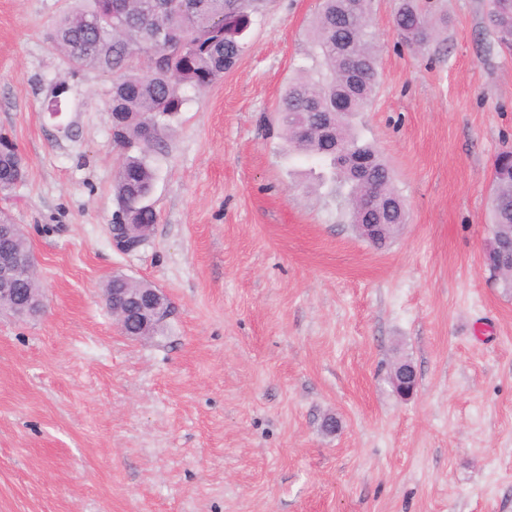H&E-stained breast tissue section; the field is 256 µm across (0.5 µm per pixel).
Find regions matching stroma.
<instances>
[{"mask_svg":"<svg viewBox=\"0 0 512 512\" xmlns=\"http://www.w3.org/2000/svg\"><path fill=\"white\" fill-rule=\"evenodd\" d=\"M419 3L446 22L416 51L396 0H371L378 84L353 119L405 205L388 248L279 150L319 0H270L179 114L159 220L124 255L111 80L51 45L72 0H0V132L27 165L7 206L45 296L37 317L0 314V512H512V289L484 263L512 50L491 0ZM116 272L166 292V336L120 333L101 300ZM391 382L396 393L401 397L413 395L418 383L414 366L407 360L398 361L393 366Z\"/></svg>","mask_w":512,"mask_h":512,"instance_id":"35a3bbf8","label":"stroma"}]
</instances>
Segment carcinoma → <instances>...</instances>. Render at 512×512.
Returning <instances> with one entry per match:
<instances>
[{"instance_id": "carcinoma-1", "label": "carcinoma", "mask_w": 512, "mask_h": 512, "mask_svg": "<svg viewBox=\"0 0 512 512\" xmlns=\"http://www.w3.org/2000/svg\"><path fill=\"white\" fill-rule=\"evenodd\" d=\"M56 20L52 43L74 70L93 68L112 79L107 111L112 140L120 151L112 182L118 208L131 224H155L147 206L171 119L188 103L185 90L204 92L224 78L246 49L247 34L269 0H74ZM492 22L498 41L512 48V0H493ZM394 29L407 44L423 48L433 26L416 0H398ZM311 70L288 81L276 121L282 149L301 154L318 169L349 223L359 220L356 201L372 196L386 210L388 224H402L405 212L388 167L374 146L352 128L351 117L370 100L377 81L370 32L369 0H322L312 25ZM347 102L338 135L322 127L336 97ZM367 162L361 175L355 161ZM24 161L13 147L0 148V195L14 188ZM492 222L489 233L500 255L512 260V153L497 156L492 171Z\"/></svg>"}]
</instances>
